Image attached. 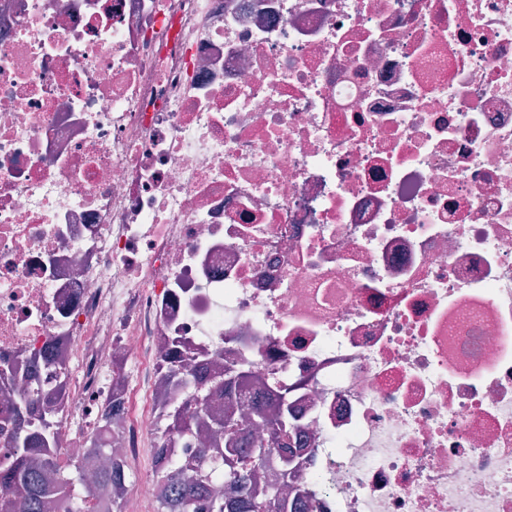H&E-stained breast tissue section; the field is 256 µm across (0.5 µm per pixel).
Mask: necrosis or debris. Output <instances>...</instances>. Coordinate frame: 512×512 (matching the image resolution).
<instances>
[{"label": "necrosis or debris", "instance_id": "necrosis-or-debris-1", "mask_svg": "<svg viewBox=\"0 0 512 512\" xmlns=\"http://www.w3.org/2000/svg\"><path fill=\"white\" fill-rule=\"evenodd\" d=\"M286 390L307 512H512V0H0V463H164L111 375ZM58 364L39 365L47 351ZM113 403L114 402L112 401V406H109L105 410L102 425H100L96 430L91 431L86 440L85 447L89 460L101 459L108 453V448H106V440L103 439V434L107 432L108 429L111 411L113 410Z\"/></svg>", "mask_w": 512, "mask_h": 512}]
</instances>
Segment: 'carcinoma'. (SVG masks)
<instances>
[{
	"mask_svg": "<svg viewBox=\"0 0 512 512\" xmlns=\"http://www.w3.org/2000/svg\"><path fill=\"white\" fill-rule=\"evenodd\" d=\"M179 359V352H174L167 371L175 388L183 389L187 381L179 372ZM67 386V380L59 381L55 407L41 417L38 428L22 439V446L0 469V497L12 499L16 512H45L52 500L62 512H122L116 489L129 483V473L120 458L110 457L109 465L97 469L96 479L89 483L84 480L82 463L75 465V479L57 466L52 433L59 423L56 416ZM252 387L267 392L268 400L251 401L250 422L245 423L235 409L236 393ZM157 407L169 420L161 433L166 447H174L195 418L209 421L212 440V447L200 449L208 461L205 472L186 478L184 474L192 466L177 462L161 477L160 512H193L194 503L203 495L209 499L211 512H299L283 492L296 463L277 453L289 447L292 437L288 401L280 388L254 380L246 369L227 363L223 384L194 383L190 405L181 407L175 397L165 396L158 398ZM112 410L111 406L105 410L102 425L86 440L90 460L108 453L103 434ZM256 423L264 431L259 439L253 437ZM77 486L81 487L79 493L75 492Z\"/></svg>",
	"mask_w": 512,
	"mask_h": 512,
	"instance_id": "obj_1",
	"label": "carcinoma"
}]
</instances>
